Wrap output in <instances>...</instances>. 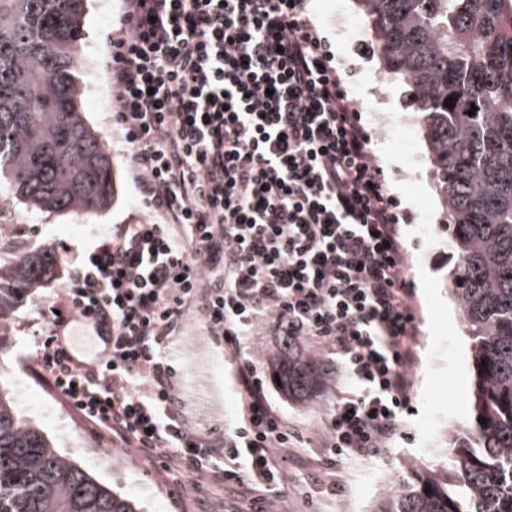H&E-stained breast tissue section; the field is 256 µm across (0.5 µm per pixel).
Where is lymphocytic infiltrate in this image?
Masks as SVG:
<instances>
[{
  "label": "lymphocytic infiltrate",
  "mask_w": 512,
  "mask_h": 512,
  "mask_svg": "<svg viewBox=\"0 0 512 512\" xmlns=\"http://www.w3.org/2000/svg\"><path fill=\"white\" fill-rule=\"evenodd\" d=\"M111 47L113 121L147 213L67 264L28 367L99 439L230 487L242 512H270L301 435L259 368L263 330L353 382L324 422V465L403 434L408 215L306 0H126ZM96 312L110 314L112 342L87 371L61 344ZM191 316L229 360L231 430L186 419L170 345Z\"/></svg>",
  "instance_id": "lymphocytic-infiltrate-1"
}]
</instances>
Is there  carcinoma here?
Here are the masks:
<instances>
[{
  "label": "carcinoma",
  "instance_id": "1",
  "mask_svg": "<svg viewBox=\"0 0 512 512\" xmlns=\"http://www.w3.org/2000/svg\"><path fill=\"white\" fill-rule=\"evenodd\" d=\"M356 2L384 72L419 106L456 255L446 282L474 351L473 416L449 441L448 464L412 470L376 512H512V0ZM85 3L0 0V180L39 211L92 212L112 199L76 76ZM48 273L45 249L0 271V351ZM279 361L283 387L311 397L317 365L287 349ZM0 512L138 508L62 455L0 390Z\"/></svg>",
  "mask_w": 512,
  "mask_h": 512
}]
</instances>
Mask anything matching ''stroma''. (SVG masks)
<instances>
[{"label": "stroma", "mask_w": 512, "mask_h": 512, "mask_svg": "<svg viewBox=\"0 0 512 512\" xmlns=\"http://www.w3.org/2000/svg\"><path fill=\"white\" fill-rule=\"evenodd\" d=\"M125 0H87L85 38L78 76L86 121L99 130L112 162L115 196L100 212H40L0 190V268L11 267L31 250L47 249L57 272L31 289L10 325L11 344L0 354V388L15 408L85 472L134 501L141 512H235L237 502L222 486L200 476L173 477L161 462L136 456L127 448L93 437L82 419L26 367L34 348L32 332L48 295L56 292L67 260L92 246L115 224H133L145 215L128 171L126 146L112 125L115 102L108 69L107 35L124 11ZM308 9L349 75L350 90L362 120L373 135L372 147L391 193L410 219L400 231L414 283L417 336L411 368L412 413L404 436L379 455L335 470L313 465L318 451L296 448L286 464L289 483L277 512H375L389 489L411 468L443 461L449 432L463 429L472 390L471 342L461 326L444 276L453 265L447 216L417 124L415 105L403 83L385 75L355 0H308ZM175 380L189 421L198 427H227L236 417V394L224 374V353L208 332L188 322L175 340ZM348 382L347 374L326 368L316 396L303 402L272 387L275 403L304 436L321 426Z\"/></svg>", "instance_id": "obj_1"}]
</instances>
